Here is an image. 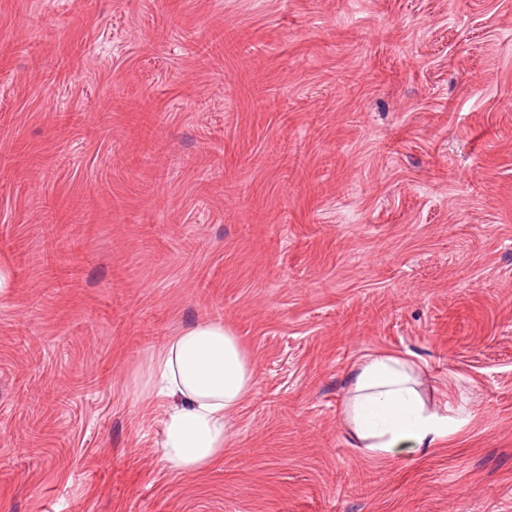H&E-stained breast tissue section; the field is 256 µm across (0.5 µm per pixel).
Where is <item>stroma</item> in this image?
<instances>
[{"label":"stroma","instance_id":"1","mask_svg":"<svg viewBox=\"0 0 512 512\" xmlns=\"http://www.w3.org/2000/svg\"><path fill=\"white\" fill-rule=\"evenodd\" d=\"M0 512H512V0H0ZM257 383L173 474L129 375ZM463 408L384 460L363 354ZM256 365L222 321L184 328L131 374L143 402L162 408L160 448L176 475L212 467L224 456L236 413L256 382Z\"/></svg>","mask_w":512,"mask_h":512}]
</instances>
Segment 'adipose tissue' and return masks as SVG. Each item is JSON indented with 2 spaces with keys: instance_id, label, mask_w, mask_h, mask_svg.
<instances>
[{
  "instance_id": "1",
  "label": "adipose tissue",
  "mask_w": 512,
  "mask_h": 512,
  "mask_svg": "<svg viewBox=\"0 0 512 512\" xmlns=\"http://www.w3.org/2000/svg\"><path fill=\"white\" fill-rule=\"evenodd\" d=\"M420 378V364L392 353L370 352L352 365L344 418L370 457L422 453L456 432L453 415L440 414L423 398ZM255 382L252 356L220 321L184 328L131 374L137 397L162 408V459L181 476L223 457L234 417Z\"/></svg>"
}]
</instances>
